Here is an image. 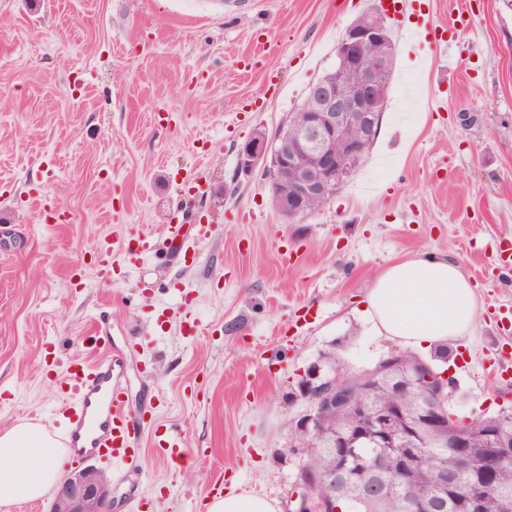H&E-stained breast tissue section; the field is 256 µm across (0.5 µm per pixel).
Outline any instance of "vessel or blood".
Returning <instances> with one entry per match:
<instances>
[{"label":"vessel or blood","instance_id":"1","mask_svg":"<svg viewBox=\"0 0 512 512\" xmlns=\"http://www.w3.org/2000/svg\"><path fill=\"white\" fill-rule=\"evenodd\" d=\"M472 25L471 17L460 13L451 27L425 25L421 31L442 42L447 33L463 35ZM90 347L94 359L71 371V384L62 401L63 443L79 461L105 455L121 461L134 456L149 424L128 410L123 398L124 378L117 369L118 357L106 338L94 333Z\"/></svg>","mask_w":512,"mask_h":512}]
</instances>
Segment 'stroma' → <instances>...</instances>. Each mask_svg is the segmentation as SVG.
Returning <instances> with one entry per match:
<instances>
[{
	"instance_id": "stroma-1",
	"label": "stroma",
	"mask_w": 512,
	"mask_h": 512,
	"mask_svg": "<svg viewBox=\"0 0 512 512\" xmlns=\"http://www.w3.org/2000/svg\"><path fill=\"white\" fill-rule=\"evenodd\" d=\"M463 3L467 42L431 49L416 19H388L378 138L329 203L289 222L266 164L238 171L237 152L283 128L380 0H0V426L59 430L66 362L88 359L98 325L131 411L159 428L134 471L104 464L112 512H198L219 479L286 504L291 387L322 353L356 373L395 350L360 306L376 271L423 251L455 256L480 300L448 342L450 407L511 402L487 355L512 272L469 243H512V9L425 11L441 26ZM143 235L157 251L129 260ZM105 238L122 247L106 272Z\"/></svg>"
}]
</instances>
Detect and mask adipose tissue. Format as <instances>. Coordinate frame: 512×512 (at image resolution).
I'll return each instance as SVG.
<instances>
[{
	"mask_svg": "<svg viewBox=\"0 0 512 512\" xmlns=\"http://www.w3.org/2000/svg\"><path fill=\"white\" fill-rule=\"evenodd\" d=\"M361 310L378 335L418 350L474 328L479 301L461 265L445 253H423L387 264L373 277ZM56 442L20 422L0 428V504L41 498L60 478ZM208 512H278L274 500L228 492L207 500Z\"/></svg>",
	"mask_w": 512,
	"mask_h": 512,
	"instance_id": "obj_1",
	"label": "adipose tissue"
}]
</instances>
